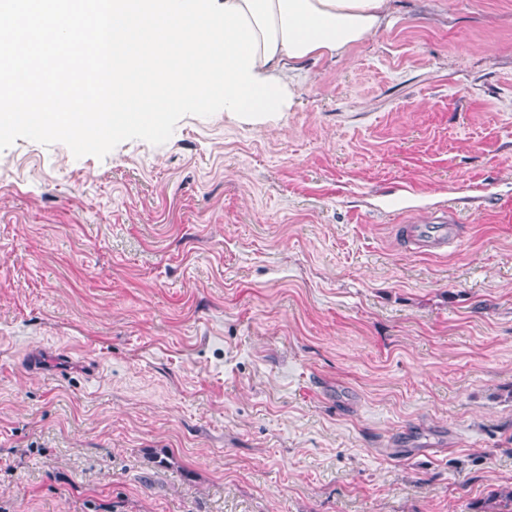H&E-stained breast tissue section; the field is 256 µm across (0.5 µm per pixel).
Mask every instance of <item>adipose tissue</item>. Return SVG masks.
<instances>
[{
    "label": "adipose tissue",
    "instance_id": "obj_1",
    "mask_svg": "<svg viewBox=\"0 0 512 512\" xmlns=\"http://www.w3.org/2000/svg\"><path fill=\"white\" fill-rule=\"evenodd\" d=\"M242 6L259 48L253 72L291 85L284 60L343 54L384 23L389 0H223Z\"/></svg>",
    "mask_w": 512,
    "mask_h": 512
}]
</instances>
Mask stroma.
<instances>
[{"instance_id":"obj_1","label":"stroma","mask_w":512,"mask_h":512,"mask_svg":"<svg viewBox=\"0 0 512 512\" xmlns=\"http://www.w3.org/2000/svg\"><path fill=\"white\" fill-rule=\"evenodd\" d=\"M294 69L272 116L0 151V512L512 487V0H390ZM448 214L461 245L403 241Z\"/></svg>"}]
</instances>
